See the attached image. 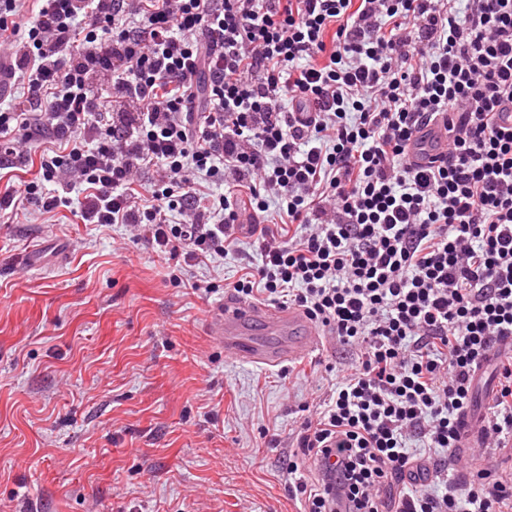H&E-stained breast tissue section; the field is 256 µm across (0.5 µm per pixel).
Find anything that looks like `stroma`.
Instances as JSON below:
<instances>
[{
  "label": "stroma",
  "mask_w": 512,
  "mask_h": 512,
  "mask_svg": "<svg viewBox=\"0 0 512 512\" xmlns=\"http://www.w3.org/2000/svg\"><path fill=\"white\" fill-rule=\"evenodd\" d=\"M250 252L205 259L195 292L125 225L0 223V512H298L289 433L356 355L225 357L207 325Z\"/></svg>",
  "instance_id": "stroma-1"
}]
</instances>
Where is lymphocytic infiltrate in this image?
<instances>
[{
  "instance_id": "lymphocytic-infiltrate-1",
  "label": "lymphocytic infiltrate",
  "mask_w": 512,
  "mask_h": 512,
  "mask_svg": "<svg viewBox=\"0 0 512 512\" xmlns=\"http://www.w3.org/2000/svg\"><path fill=\"white\" fill-rule=\"evenodd\" d=\"M0 58L31 101L0 112V171L39 174L0 217L79 191V223L188 269L248 238L233 292L358 349L294 433L303 512H512V468H450L493 360L479 445L512 450V0H0ZM493 378L492 367H488L483 370L474 385L470 410L475 419H480L487 412L488 394L494 384Z\"/></svg>"
}]
</instances>
